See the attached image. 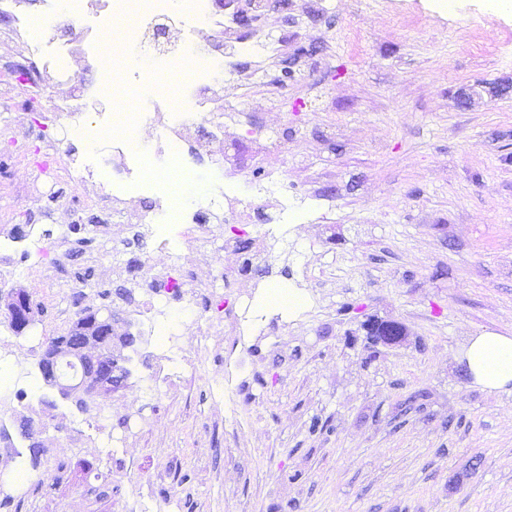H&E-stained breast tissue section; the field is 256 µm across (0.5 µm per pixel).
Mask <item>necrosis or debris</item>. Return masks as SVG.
<instances>
[{"instance_id": "obj_1", "label": "necrosis or debris", "mask_w": 512, "mask_h": 512, "mask_svg": "<svg viewBox=\"0 0 512 512\" xmlns=\"http://www.w3.org/2000/svg\"><path fill=\"white\" fill-rule=\"evenodd\" d=\"M131 5L136 8L137 21L124 38L143 56L157 52V45L147 33L159 24L171 32L201 37L205 53L231 77L244 68L261 72L264 62L278 53L269 39L237 36L231 17L214 11L211 0H192L183 12L170 10L164 0H80V18L74 25L64 21L52 6L34 17L19 14L15 30L27 35L25 51L16 60L0 62V108L9 109L22 95L40 105L35 124L43 135V154L37 164L38 181L20 186L16 193L40 198L65 180L89 184L92 193L75 212L73 225L96 236L106 235L115 218L120 219L124 231L133 234L154 226L160 234L159 247L175 252L176 262L149 267L144 282L146 298L135 310L131 324L136 328L153 327L161 307L173 300L184 301L197 338L208 344L214 362L220 363L224 347L211 342L219 333V325H227L235 343L241 344L249 333L250 320L236 307L214 304V290L251 274L266 248L269 233L256 232L235 266L215 267L208 278L198 276L197 259L213 249L223 225L241 226L252 215L269 224L287 223L288 199L280 194L286 182L278 170L268 169L250 180L248 190L223 188L224 180L239 175L224 152V127L229 123L249 126L253 119L238 106L225 102L223 83L209 70L183 76L173 92L153 95L145 109L126 118L113 113L103 83L65 68V61L71 57L88 64L98 61L103 37L110 28L109 12L121 13ZM17 71L49 76L53 83L68 86L69 93L43 104L44 90L34 83L19 88L13 79ZM130 119L150 129V154L141 153L126 125ZM56 130L74 137H92L90 150L81 154L61 152L59 140L52 136ZM203 161L209 163L218 185L180 213L168 206L164 187L145 176L146 169L171 165L188 175ZM133 190L148 192L146 206H129L126 195ZM79 245V240L65 231L56 236L32 233L21 248L11 236L0 235V270L36 275L44 267H60L61 256ZM157 338L161 363L151 368L150 380L170 389L194 377V364L183 347L175 344L172 332L158 331Z\"/></svg>"}]
</instances>
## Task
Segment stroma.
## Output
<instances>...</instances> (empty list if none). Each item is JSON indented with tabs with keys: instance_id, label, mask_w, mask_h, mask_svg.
Masks as SVG:
<instances>
[{
	"instance_id": "1",
	"label": "stroma",
	"mask_w": 512,
	"mask_h": 512,
	"mask_svg": "<svg viewBox=\"0 0 512 512\" xmlns=\"http://www.w3.org/2000/svg\"><path fill=\"white\" fill-rule=\"evenodd\" d=\"M262 35L282 57L305 50L291 79L280 64L264 78L224 83L225 101L253 113V127L224 130V150L245 175L274 166L297 194L327 192L330 219L278 225L271 273L240 278L236 292L263 305L272 288L336 258L335 278L312 282L308 312L282 317L276 339L215 364L174 307L169 321L191 347L194 382L152 396L155 347L140 337L133 375L87 411L56 399L33 350L55 336L56 312L105 304L98 289L122 281L112 253L65 266L81 289H62L38 323L16 335L0 319V362L32 372L29 401L0 408L17 455H0V491L19 512H132L148 486L160 512H512V388L477 386L461 361L469 337L512 335V13L486 0H287ZM35 164L0 145V233L58 231L86 189L63 185L61 205L13 200ZM370 319L402 323L408 336L373 347ZM236 365L227 404L209 384ZM55 399V408L41 398ZM147 423L127 434V417ZM108 418L119 451L96 432L80 444L75 421ZM32 419L43 443L35 481L19 458ZM92 473H82L84 463Z\"/></svg>"
}]
</instances>
